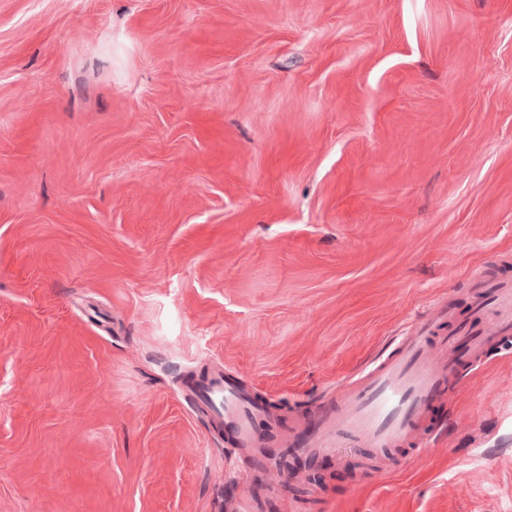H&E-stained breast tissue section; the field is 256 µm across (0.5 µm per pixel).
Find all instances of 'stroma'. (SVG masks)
<instances>
[{"instance_id": "35a3bbf8", "label": "stroma", "mask_w": 512, "mask_h": 512, "mask_svg": "<svg viewBox=\"0 0 512 512\" xmlns=\"http://www.w3.org/2000/svg\"><path fill=\"white\" fill-rule=\"evenodd\" d=\"M476 276L512 280V0H0V512H512V339L420 443L318 430ZM193 395L201 401L213 403L212 411L216 418L228 420L232 439L239 446H247L251 442L255 410L244 401L233 381H225L222 374H213L195 386Z\"/></svg>"}]
</instances>
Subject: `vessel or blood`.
Masks as SVG:
<instances>
[{"label":"vessel or blood","instance_id":"1","mask_svg":"<svg viewBox=\"0 0 512 512\" xmlns=\"http://www.w3.org/2000/svg\"><path fill=\"white\" fill-rule=\"evenodd\" d=\"M475 288L476 313H494L496 327L457 325L441 349L435 350L430 343L434 326L450 309L444 304L434 314L419 318L400 336L395 354L367 367L339 393L335 409L324 418V434L383 451L411 439L427 406L438 397L439 387L456 371V345H465L470 360L478 364L491 344L512 335V283L480 280ZM193 395L213 403L216 418L227 420L238 445L251 442L254 410L234 382L214 374L197 384Z\"/></svg>","mask_w":512,"mask_h":512}]
</instances>
